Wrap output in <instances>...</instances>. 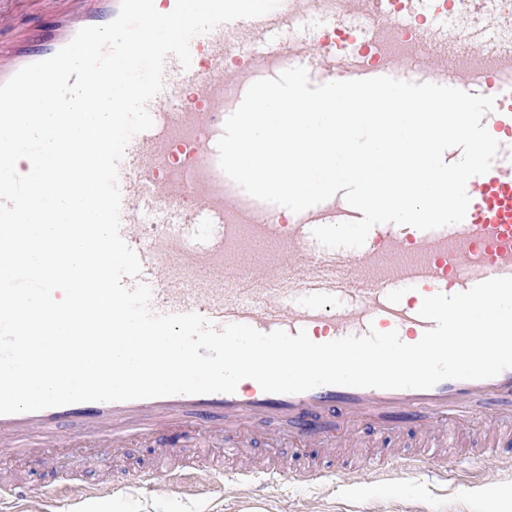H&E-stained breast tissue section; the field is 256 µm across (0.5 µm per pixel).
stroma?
<instances>
[{
	"label": "stroma",
	"mask_w": 512,
	"mask_h": 512,
	"mask_svg": "<svg viewBox=\"0 0 512 512\" xmlns=\"http://www.w3.org/2000/svg\"><path fill=\"white\" fill-rule=\"evenodd\" d=\"M458 472L447 485L437 486L418 475L391 484L367 481L366 477L340 484L333 497L317 487L286 483L272 497L256 502L248 489H233L214 483L203 499H190L168 489H143L117 498L108 494L86 500L81 512H512V503L502 504V492L512 493V468L487 460L479 467L456 454ZM147 448H127L116 454L85 459L83 454L61 449L53 470L57 480L94 484L113 470L135 471L151 465Z\"/></svg>",
	"instance_id": "35a3bbf8"
}]
</instances>
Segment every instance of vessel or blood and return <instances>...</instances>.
<instances>
[{"label":"vessel or blood","mask_w":512,"mask_h":512,"mask_svg":"<svg viewBox=\"0 0 512 512\" xmlns=\"http://www.w3.org/2000/svg\"><path fill=\"white\" fill-rule=\"evenodd\" d=\"M120 0H0V84L52 57L86 26L114 20ZM512 0H280L252 19L217 26L190 42L192 61L164 64L163 88L147 104L154 125L130 140L119 165L120 234L140 262L138 278L160 314L196 313L215 327L242 323L262 333L306 330L324 343L369 330L397 331L417 343L433 326L424 297L452 295L512 276ZM406 42L410 53L400 54ZM306 68L310 83L367 79L429 82L495 99L482 120L501 149L488 172L472 177L461 222L422 231L374 226L362 247L313 248L312 230L362 219L343 195L280 217L275 204L228 180L217 141L249 86L283 66ZM478 421L482 463L495 449L512 466V369L482 380L421 389L339 385L268 393L251 379L235 392L176 394L120 402H81L0 415V456L51 468L60 448L112 453L148 440L160 465L133 480L71 491L86 499L122 496L166 482L184 497L220 478L196 460L223 444L238 465L235 482L264 493L284 480L335 493V468L267 467L246 455L257 437L311 448H372L348 465L392 483L428 470L447 482L445 450L460 424ZM71 433L60 434L62 424Z\"/></svg>","instance_id":"obj_1"}]
</instances>
